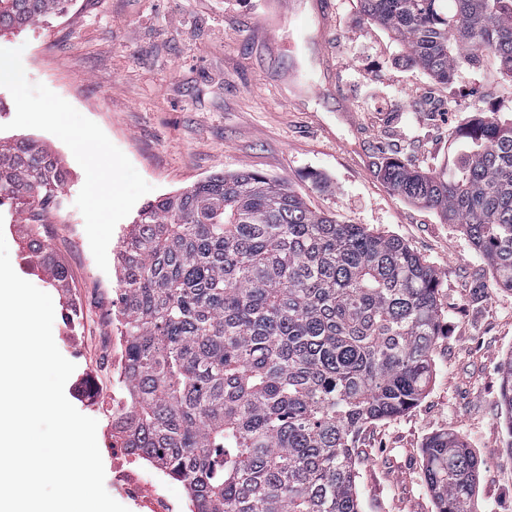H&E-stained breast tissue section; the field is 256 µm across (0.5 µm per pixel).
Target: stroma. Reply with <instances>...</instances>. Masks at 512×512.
<instances>
[{"label":"stroma","mask_w":512,"mask_h":512,"mask_svg":"<svg viewBox=\"0 0 512 512\" xmlns=\"http://www.w3.org/2000/svg\"><path fill=\"white\" fill-rule=\"evenodd\" d=\"M67 0L62 14L0 36V137L54 151L70 180L49 213L46 243L70 272L79 307L69 320L58 289L54 341L75 371L67 399L97 420L111 465L118 255L138 210L162 194L243 169L287 180L310 208L400 238L437 273L444 332L423 398L367 427L357 463L362 512H435L421 450L438 432L463 435L483 466L482 512H512V453L499 403V365L512 352V291L456 225L408 203L379 176L393 159L425 173L451 167L459 131L512 116V80L495 59L431 77L364 14L360 0ZM85 135L74 147L45 106ZM104 185L111 205L91 204ZM16 273L24 227L0 206Z\"/></svg>","instance_id":"obj_1"}]
</instances>
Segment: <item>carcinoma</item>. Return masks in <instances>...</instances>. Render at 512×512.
Listing matches in <instances>:
<instances>
[{
    "label": "carcinoma",
    "mask_w": 512,
    "mask_h": 512,
    "mask_svg": "<svg viewBox=\"0 0 512 512\" xmlns=\"http://www.w3.org/2000/svg\"><path fill=\"white\" fill-rule=\"evenodd\" d=\"M67 0H0V33ZM440 81L494 57L512 78V0H361ZM448 173L380 168L404 199L458 224L512 291V119L466 126ZM68 170L37 141L0 142V199L42 237ZM39 265L64 288L48 246ZM125 447L187 489L191 512H360L365 427L423 397L443 330L435 271L406 243L312 210L242 170L144 206L120 251ZM499 400L512 454V353ZM423 472L436 512H478L481 461L457 433L431 436Z\"/></svg>",
    "instance_id": "cac0c4a2"
}]
</instances>
